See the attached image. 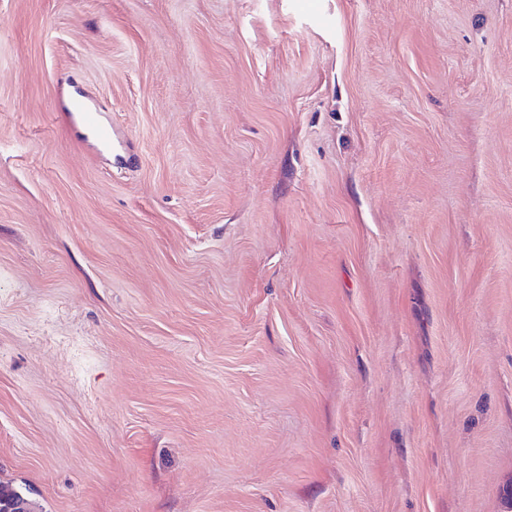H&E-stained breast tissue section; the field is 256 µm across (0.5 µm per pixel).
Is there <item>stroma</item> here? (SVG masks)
Returning <instances> with one entry per match:
<instances>
[{"label": "stroma", "mask_w": 512, "mask_h": 512, "mask_svg": "<svg viewBox=\"0 0 512 512\" xmlns=\"http://www.w3.org/2000/svg\"><path fill=\"white\" fill-rule=\"evenodd\" d=\"M0 482L512 512V0H0ZM72 111L79 123L94 131V138L99 146H106L112 142V127L101 123L96 110L91 107L75 106Z\"/></svg>", "instance_id": "obj_1"}]
</instances>
